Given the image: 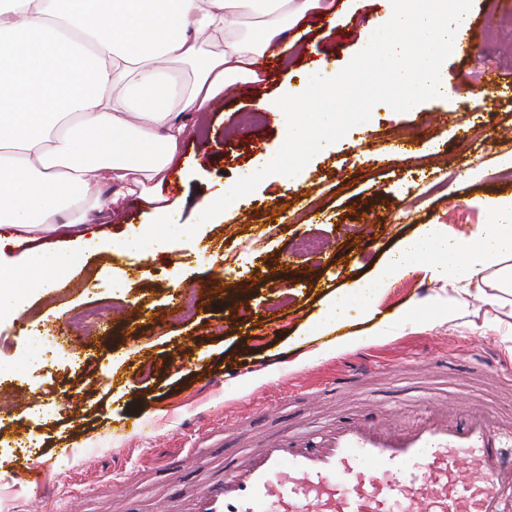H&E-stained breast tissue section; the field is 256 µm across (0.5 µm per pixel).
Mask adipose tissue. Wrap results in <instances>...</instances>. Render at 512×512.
<instances>
[{"label": "adipose tissue", "instance_id": "obj_1", "mask_svg": "<svg viewBox=\"0 0 512 512\" xmlns=\"http://www.w3.org/2000/svg\"><path fill=\"white\" fill-rule=\"evenodd\" d=\"M0 0V229L14 243L36 232L114 218L139 195L154 223L180 203L162 187L180 162L192 123L224 89L260 79V58L287 45L310 14L335 17L336 0ZM192 66L191 84L171 65ZM495 221L451 237L424 224L402 239L372 276L327 296L308 336H337L358 307L372 337L392 322L378 300L408 267L422 268L453 293L487 302L479 284L497 271L512 283V197L494 204Z\"/></svg>", "mask_w": 512, "mask_h": 512}]
</instances>
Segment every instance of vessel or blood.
Segmentation results:
<instances>
[{"mask_svg": "<svg viewBox=\"0 0 512 512\" xmlns=\"http://www.w3.org/2000/svg\"><path fill=\"white\" fill-rule=\"evenodd\" d=\"M371 368L333 378L326 400ZM512 430L489 406L437 402L402 422L337 412L317 437L292 427L164 499L162 512H506Z\"/></svg>", "mask_w": 512, "mask_h": 512, "instance_id": "b4317fda", "label": "vessel or blood"}]
</instances>
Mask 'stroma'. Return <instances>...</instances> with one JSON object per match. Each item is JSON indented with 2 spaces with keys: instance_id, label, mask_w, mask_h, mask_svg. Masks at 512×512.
Masks as SVG:
<instances>
[{
  "instance_id": "stroma-1",
  "label": "stroma",
  "mask_w": 512,
  "mask_h": 512,
  "mask_svg": "<svg viewBox=\"0 0 512 512\" xmlns=\"http://www.w3.org/2000/svg\"><path fill=\"white\" fill-rule=\"evenodd\" d=\"M336 2L332 24L299 23L295 46L268 57L263 82L224 91L198 114L182 148L188 167L171 170L163 187L182 203L174 223L196 226L191 239L113 255V241L145 231L135 196L121 222L35 234L40 268L27 276L22 307L0 318V512H160L165 467L187 449L220 462L225 448L258 446L283 421L315 435L336 408L363 401L379 420L394 391L415 409L449 398L512 415V387L472 364L492 352L512 361V294L485 314L469 301L468 315L450 322L447 285L413 270L382 299L385 313H405L388 337L324 348L309 364L297 344L324 297L373 274L400 239L424 224L470 233L512 196V180L498 175L512 156V88L486 89L489 73L512 78V24L486 25L512 0H473L478 36L468 56L446 60L445 94L404 113L377 104L366 135L350 130L291 182L263 180L221 223L197 222L214 183L251 175L285 140L274 113L251 128L242 114L283 84L307 85L318 57L342 69L361 32L388 19L384 0ZM464 83L483 91L480 102L461 101ZM442 173L447 189L409 191L412 178L429 184ZM46 276L54 287H42ZM102 301L114 311L78 338L75 312ZM42 336L69 355L43 353ZM372 360L364 388L317 408L305 398L303 385ZM228 416L246 422L232 428ZM35 461L49 472L41 488L25 479Z\"/></svg>"
}]
</instances>
